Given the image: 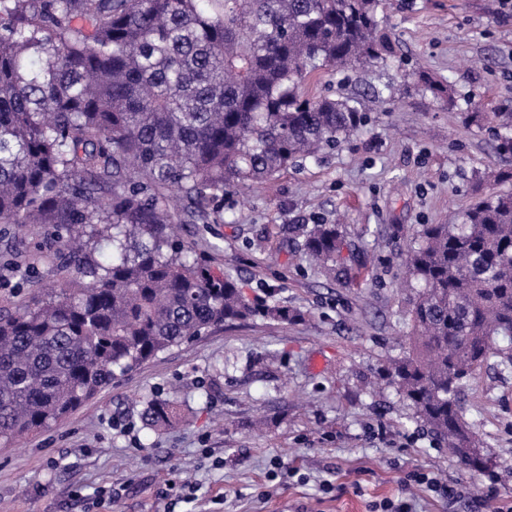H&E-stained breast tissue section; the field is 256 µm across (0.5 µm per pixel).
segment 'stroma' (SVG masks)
I'll return each instance as SVG.
<instances>
[{
    "label": "stroma",
    "instance_id": "1",
    "mask_svg": "<svg viewBox=\"0 0 512 512\" xmlns=\"http://www.w3.org/2000/svg\"><path fill=\"white\" fill-rule=\"evenodd\" d=\"M385 60L322 69L311 94L359 96L369 121L336 150L262 187L226 193L216 224L180 236L247 298L299 312L255 316L184 341L140 365L59 422L0 444V512H490L512 499V369L465 381L464 417L493 475L464 468L386 385L384 360L408 328L400 284L422 224H452L479 192L512 191V171L486 116L512 110V11L500 0H384ZM450 84L434 98L422 77ZM341 221L346 279L306 259L302 232ZM156 399L181 421L153 430ZM419 469L459 483L451 502L401 484ZM329 480L332 491L322 490ZM194 503H179L184 481ZM121 491L118 502L102 491Z\"/></svg>",
    "mask_w": 512,
    "mask_h": 512
}]
</instances>
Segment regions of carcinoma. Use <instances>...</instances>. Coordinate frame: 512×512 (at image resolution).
I'll return each mask as SVG.
<instances>
[{
    "instance_id": "cac0c4a2",
    "label": "carcinoma",
    "mask_w": 512,
    "mask_h": 512,
    "mask_svg": "<svg viewBox=\"0 0 512 512\" xmlns=\"http://www.w3.org/2000/svg\"><path fill=\"white\" fill-rule=\"evenodd\" d=\"M380 0H0V224L55 228L59 284L0 314V442L51 425L184 340L257 314L177 237L217 222L224 191L264 184L366 122L311 96L323 68L390 51ZM346 246L314 224L302 249L336 274ZM410 336L386 381L468 469L486 472L462 382L512 367V193L421 224L404 258ZM19 252L0 282L26 276ZM177 418L164 399L146 424Z\"/></svg>"
}]
</instances>
